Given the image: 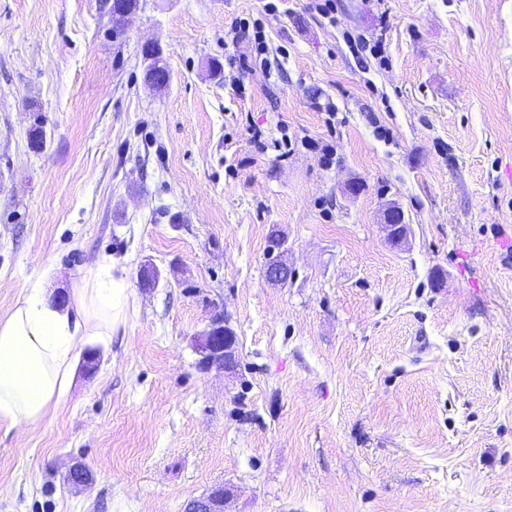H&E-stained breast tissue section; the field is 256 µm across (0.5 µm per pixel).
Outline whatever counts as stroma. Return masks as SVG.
<instances>
[{
  "mask_svg": "<svg viewBox=\"0 0 512 512\" xmlns=\"http://www.w3.org/2000/svg\"><path fill=\"white\" fill-rule=\"evenodd\" d=\"M310 3L139 0L118 35L102 0H0V318L50 261L52 302L112 255L134 299L43 423L0 427V512H512V0ZM240 18L269 66L235 84ZM380 33L384 60L349 44ZM214 302L233 371L196 366ZM249 30L248 22H242L241 20L232 22L228 34L229 36L232 35L231 43L235 45L243 40L251 42L255 67L259 66L261 70H267L269 47L264 30L260 25L252 26V34ZM227 492L223 489L188 501L185 512H224Z\"/></svg>",
  "mask_w": 512,
  "mask_h": 512,
  "instance_id": "1",
  "label": "stroma"
}]
</instances>
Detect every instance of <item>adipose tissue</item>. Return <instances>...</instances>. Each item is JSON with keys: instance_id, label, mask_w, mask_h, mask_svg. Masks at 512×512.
Wrapping results in <instances>:
<instances>
[{"instance_id": "obj_1", "label": "adipose tissue", "mask_w": 512, "mask_h": 512, "mask_svg": "<svg viewBox=\"0 0 512 512\" xmlns=\"http://www.w3.org/2000/svg\"><path fill=\"white\" fill-rule=\"evenodd\" d=\"M131 295L115 258L74 286L69 306L53 305L41 284L26 288L0 318V426L24 432L43 421L68 392L79 351L125 326Z\"/></svg>"}]
</instances>
